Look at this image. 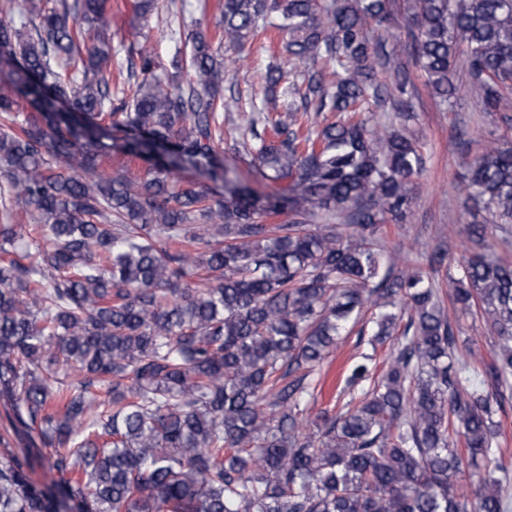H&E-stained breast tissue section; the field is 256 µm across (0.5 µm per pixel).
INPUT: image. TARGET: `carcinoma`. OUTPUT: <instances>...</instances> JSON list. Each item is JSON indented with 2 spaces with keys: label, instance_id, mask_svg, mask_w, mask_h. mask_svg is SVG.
<instances>
[{
  "label": "carcinoma",
  "instance_id": "1",
  "mask_svg": "<svg viewBox=\"0 0 512 512\" xmlns=\"http://www.w3.org/2000/svg\"><path fill=\"white\" fill-rule=\"evenodd\" d=\"M106 0H21L0 10V397L25 454L0 451V512H509L495 416L512 399V256L477 252L439 282L395 271L378 239L405 221L424 157L401 131L413 87L398 45L373 43L389 0H221L224 47L274 31L231 148L279 185L263 194L224 163V55L202 30L172 66L146 44L141 79L112 106ZM414 64L439 106L462 72L479 111L512 136V0H413ZM390 106V123L369 113ZM335 120L303 129L301 118ZM151 158L136 182L104 167ZM487 224H512V146L463 151ZM450 237L431 248L448 263ZM448 289L451 309L441 293ZM370 343H396L373 385L316 415L310 378L367 306ZM495 339L487 362L451 317ZM469 474L472 499L458 492Z\"/></svg>",
  "mask_w": 512,
  "mask_h": 512
}]
</instances>
